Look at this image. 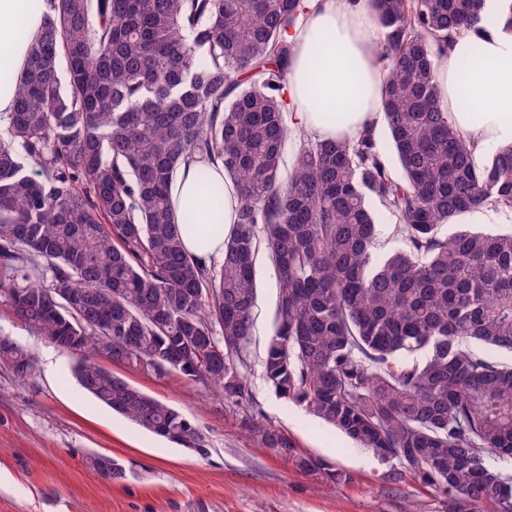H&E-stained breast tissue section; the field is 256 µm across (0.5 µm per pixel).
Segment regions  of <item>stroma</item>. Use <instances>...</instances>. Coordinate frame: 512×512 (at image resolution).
I'll list each match as a JSON object with an SVG mask.
<instances>
[{
  "mask_svg": "<svg viewBox=\"0 0 512 512\" xmlns=\"http://www.w3.org/2000/svg\"><path fill=\"white\" fill-rule=\"evenodd\" d=\"M259 291L247 372L256 419L286 431L300 452L347 473L334 487L256 447L242 408L216 390L173 374L156 377L125 364L114 375L193 420L196 453L154 436L82 392L72 358L31 333L0 303V336L26 347L36 372L17 381L0 366V512H445L442 496L412 479L394 481L370 451L304 409L277 397L262 370L272 333L276 282L257 262ZM106 454L130 475L111 482L86 459Z\"/></svg>",
  "mask_w": 512,
  "mask_h": 512,
  "instance_id": "1",
  "label": "stroma"
}]
</instances>
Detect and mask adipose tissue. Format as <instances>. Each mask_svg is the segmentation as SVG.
<instances>
[{
    "mask_svg": "<svg viewBox=\"0 0 512 512\" xmlns=\"http://www.w3.org/2000/svg\"><path fill=\"white\" fill-rule=\"evenodd\" d=\"M38 0H0V116L14 111V78L41 30ZM288 66L291 129L322 140H352L382 112L376 65L380 31L365 0H311L293 30ZM442 105L475 163L512 143V28L500 0H486L479 22L455 36L436 73Z\"/></svg>",
    "mask_w": 512,
    "mask_h": 512,
    "instance_id": "ef3b65f1",
    "label": "adipose tissue"
}]
</instances>
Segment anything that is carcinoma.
<instances>
[{
	"label": "carcinoma",
	"instance_id": "carcinoma-1",
	"mask_svg": "<svg viewBox=\"0 0 512 512\" xmlns=\"http://www.w3.org/2000/svg\"><path fill=\"white\" fill-rule=\"evenodd\" d=\"M383 34V118L353 141L294 133L290 32L304 0H42L40 35L0 131V301L74 360L79 387L146 431L205 447L198 425L101 364L172 373L249 399L255 265L278 286L264 376L389 468L443 495L445 512H512V229L453 224L512 213V143L478 166L448 121L435 72L485 0H366ZM296 141L283 170L288 139ZM198 189L237 222L176 221L170 189ZM376 200L405 246L375 253ZM224 237L220 259L183 232ZM20 382L32 353L0 337ZM249 437L333 485L350 477L282 429ZM504 463L491 465L492 460ZM90 466L106 480L128 472ZM195 165L181 167L173 183L172 195L175 208L176 220L180 221L182 212V201L196 195V183L194 180ZM216 178L218 182L223 181L224 183V207L221 213V220L224 223V235H226L232 228V224L236 222L239 198L233 183L229 179L224 178L223 167L219 166ZM491 212H493V210L490 208L484 209L481 213L477 214L475 218L463 216L458 218L457 222L453 224H484L483 227L486 230L494 232H505L510 230L512 225V218L510 213L500 212L498 214L492 215L489 219ZM487 221L490 223L487 224Z\"/></svg>",
	"mask_w": 512,
	"mask_h": 512
}]
</instances>
